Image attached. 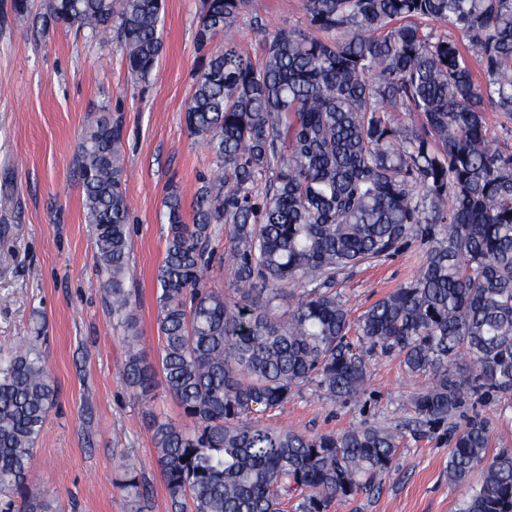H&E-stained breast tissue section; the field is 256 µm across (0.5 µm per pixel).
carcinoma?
I'll list each match as a JSON object with an SVG mask.
<instances>
[{
  "instance_id": "1",
  "label": "carcinoma",
  "mask_w": 512,
  "mask_h": 512,
  "mask_svg": "<svg viewBox=\"0 0 512 512\" xmlns=\"http://www.w3.org/2000/svg\"><path fill=\"white\" fill-rule=\"evenodd\" d=\"M246 0H203L205 49L234 28ZM161 0H46L35 25L115 36L129 73L146 80L163 50ZM420 20L458 31L424 32ZM255 63L230 43L202 55L186 125L217 170L195 193L165 201L158 268L159 367L125 337V384L149 399L157 372L193 419L150 430L174 512H326L374 488L395 458L394 429L359 425L305 435L252 421L316 382L333 401L366 392L371 363L396 355L434 385L413 399L418 418L451 420L468 401L512 393V149L488 140L487 110L512 124V0H306L305 28H269ZM479 57L472 70L468 53ZM414 112L409 130L392 118ZM123 128L101 118L78 163L97 264L112 316L133 331ZM265 180L263 192L255 191ZM247 305L207 287L216 225ZM427 245L410 282L357 319L336 276ZM55 389L40 351L0 355V494L19 492ZM489 428L455 433L448 480H483L461 512H512V454L489 456ZM0 512H58L49 498Z\"/></svg>"
}]
</instances>
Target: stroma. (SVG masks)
I'll use <instances>...</instances> for the list:
<instances>
[{"mask_svg":"<svg viewBox=\"0 0 512 512\" xmlns=\"http://www.w3.org/2000/svg\"><path fill=\"white\" fill-rule=\"evenodd\" d=\"M11 3L0 0V350L36 345L56 389L36 442V466L15 501L50 498L60 512H172L150 422L166 419L187 429L193 423L163 380H156L151 400L141 401L118 372L125 329L99 286L77 160L98 115L122 120L132 268L126 286L138 347L157 363L164 199L178 189L183 214L192 217L194 192L214 169L213 155L185 123L201 63L195 33L202 0H164V49L145 81L131 77L117 39L41 29L31 19L43 13L45 0H28L27 21L14 16ZM256 17L303 26L305 0H247L228 38L255 62L263 41L251 24ZM424 258L423 246L411 243L385 262L339 275L336 290L360 315L411 281ZM431 383L428 375L408 373L399 358L380 356L358 398L334 402L311 383L255 418L306 435L365 422L401 426L397 455L375 490L332 502L327 512H459L469 488L448 480L453 430L487 421L490 454L512 451V395L467 404L450 423H426L417 419L412 399ZM131 472L149 490L145 505L119 488Z\"/></svg>","mask_w":512,"mask_h":512,"instance_id":"stroma-1","label":"stroma"}]
</instances>
